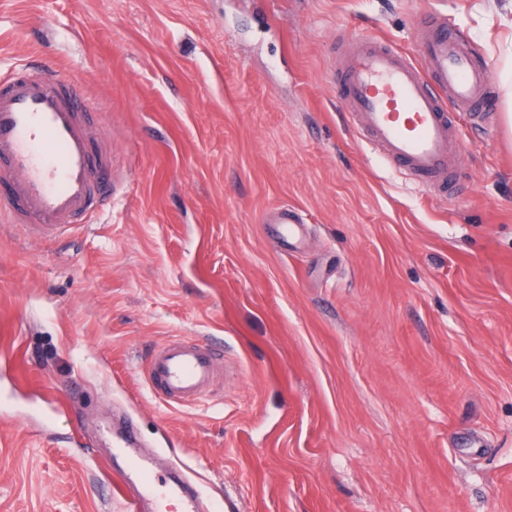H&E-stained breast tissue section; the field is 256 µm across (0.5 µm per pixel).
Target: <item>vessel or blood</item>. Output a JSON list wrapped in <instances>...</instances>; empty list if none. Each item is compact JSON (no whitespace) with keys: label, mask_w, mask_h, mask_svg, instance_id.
<instances>
[{"label":"vessel or blood","mask_w":512,"mask_h":512,"mask_svg":"<svg viewBox=\"0 0 512 512\" xmlns=\"http://www.w3.org/2000/svg\"><path fill=\"white\" fill-rule=\"evenodd\" d=\"M420 57L375 38L334 44L336 95L385 158L436 197L459 186L465 143L458 113L484 124L496 110L487 70L457 31L435 14L420 19ZM102 112L59 67L23 66L0 77V217L38 229L43 237L88 224L112 197V146L102 137ZM277 233L297 238L303 218L279 209ZM222 349L179 341L142 359L152 395L170 405L201 399ZM139 500L156 512H198L183 486L158 489L144 466L123 473Z\"/></svg>","instance_id":"b4317fda"}]
</instances>
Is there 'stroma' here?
Instances as JSON below:
<instances>
[{
  "label": "stroma",
  "mask_w": 512,
  "mask_h": 512,
  "mask_svg": "<svg viewBox=\"0 0 512 512\" xmlns=\"http://www.w3.org/2000/svg\"><path fill=\"white\" fill-rule=\"evenodd\" d=\"M445 18L512 107V0H0V76L55 60L104 113L112 201L0 222V512H125L112 436L239 512H512V130L461 115L437 198L337 101L331 46ZM300 210L287 243L262 219ZM224 343L203 400L141 356Z\"/></svg>",
  "instance_id": "stroma-1"
}]
</instances>
